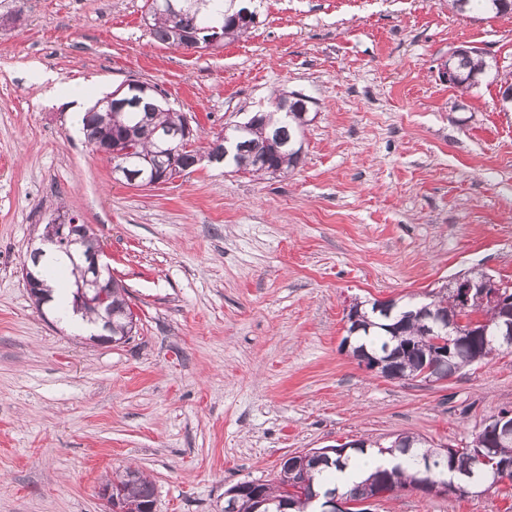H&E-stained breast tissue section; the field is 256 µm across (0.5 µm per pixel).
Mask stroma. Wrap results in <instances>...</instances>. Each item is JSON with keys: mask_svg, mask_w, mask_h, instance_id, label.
I'll list each match as a JSON object with an SVG mask.
<instances>
[{"mask_svg": "<svg viewBox=\"0 0 512 512\" xmlns=\"http://www.w3.org/2000/svg\"><path fill=\"white\" fill-rule=\"evenodd\" d=\"M145 0H0V512H104L105 476L138 468L155 512H221L295 452L402 433L460 448L512 409V351L444 383L392 381L341 348L346 308L422 296L474 268L512 283V13L448 0H261L246 36L194 53L153 40ZM461 45L479 85L441 82ZM42 66L96 102L155 85L196 147L309 97L304 159L254 176L208 161L145 189L115 180ZM90 225L138 326L99 344L23 276L57 208ZM375 512H512L480 496L399 490ZM471 53H476L472 54ZM457 56L460 54H466L463 56L453 57L450 65L451 55ZM483 54L479 48L470 45H463L457 47L448 55V60H442L438 66V74L442 81L448 84H454L458 78L457 73L460 76V82L455 86L461 88L462 90H469L475 85H471L468 80L471 78L473 74H481V76L485 73L486 68L488 67V63L484 59L483 56L477 55ZM457 72V73H456Z\"/></svg>", "mask_w": 512, "mask_h": 512, "instance_id": "1", "label": "stroma"}]
</instances>
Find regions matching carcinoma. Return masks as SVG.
Wrapping results in <instances>:
<instances>
[{
	"mask_svg": "<svg viewBox=\"0 0 512 512\" xmlns=\"http://www.w3.org/2000/svg\"><path fill=\"white\" fill-rule=\"evenodd\" d=\"M155 4L156 0H150L147 9L150 32L157 41L170 46L177 29H217L224 38L235 40L244 36L254 23L252 17L236 15L231 0H207V4L200 6L191 4L178 14L157 9ZM469 8H479L495 17L512 9V0H452V10L458 13ZM451 64L460 76L457 87L463 90L472 88L469 83L472 75H482L488 67L484 57L477 54L454 57ZM281 98L280 94L275 96L268 110L256 112L247 121L224 130V137L234 143V151L224 157V166L235 172L275 174L285 173L300 164L306 126L302 121L303 108L299 107L301 101H295L297 108L293 111L285 112L280 106ZM184 121L183 113L164 107L152 98L118 108H110L98 101L82 117L84 134L90 144L93 136L101 144L124 142L143 127H150L157 135L140 136L138 152L151 154L170 149L185 171L197 164L199 151L188 150L183 145ZM103 281L112 283V314L87 307L81 312V318L104 327L108 335L117 336L128 326L127 312L131 308L125 299V288L113 280L112 275H105ZM427 307L440 314V321L433 325L434 336H448V325L462 318L468 319L477 311L483 313L484 323L476 326L477 335L463 350L434 346L424 339L421 313ZM499 322L500 312L496 308L473 302L461 305L452 296L437 293L425 302L412 298L401 304L393 300L375 301L371 308L361 309L358 320L349 325L348 333L353 336L354 352L359 361L368 364L374 356L388 349L391 361L384 370L401 380H409L416 378L417 370L426 363L454 376L472 365V360L481 362L504 351L492 339ZM494 420L492 416L485 422L469 446L461 450L450 448L443 454L417 436L398 435L401 445L391 444L379 449L380 453L396 459L392 468L376 470L344 496L360 501L381 491L416 490L422 484L439 479L443 473L452 477L465 473L467 487H481L486 492L505 478L512 480V445L495 441ZM489 444L493 445L494 463L491 465L479 459L480 450ZM364 452L363 448H335L316 454L294 475L293 484L289 483V472L296 465V457L291 455L281 464L277 484L256 483L246 488L242 495L228 497L224 501V512H254L251 500L257 495L267 502L265 512H305L307 508L317 512L322 500L336 492L332 487L336 473L342 471L352 457ZM116 483L123 487V499L154 505V486L139 470L125 469Z\"/></svg>",
	"mask_w": 512,
	"mask_h": 512,
	"instance_id": "carcinoma-1",
	"label": "carcinoma"
}]
</instances>
